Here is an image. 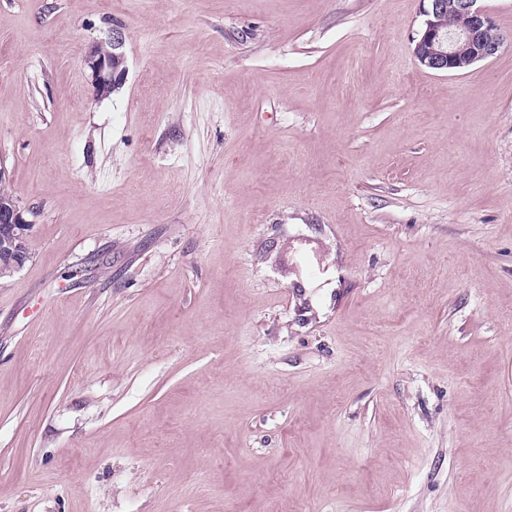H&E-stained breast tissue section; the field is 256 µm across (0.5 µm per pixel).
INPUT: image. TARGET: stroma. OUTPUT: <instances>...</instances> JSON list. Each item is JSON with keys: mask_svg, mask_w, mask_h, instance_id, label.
<instances>
[{"mask_svg": "<svg viewBox=\"0 0 512 512\" xmlns=\"http://www.w3.org/2000/svg\"><path fill=\"white\" fill-rule=\"evenodd\" d=\"M423 20L0 0V512H512V43ZM426 17L413 55L419 64L440 72H464L477 62L495 56L503 38L481 0H422ZM454 15L458 18L448 16ZM448 23L451 28H448ZM112 35L99 41L80 58L88 72L93 95L102 98L121 85L126 73L125 41L120 28L113 26ZM31 228L17 199L0 193V278L13 275L28 260L26 241Z\"/></svg>", "mask_w": 512, "mask_h": 512, "instance_id": "obj_1", "label": "stroma"}]
</instances>
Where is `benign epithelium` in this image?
<instances>
[{"instance_id": "obj_1", "label": "benign epithelium", "mask_w": 512, "mask_h": 512, "mask_svg": "<svg viewBox=\"0 0 512 512\" xmlns=\"http://www.w3.org/2000/svg\"><path fill=\"white\" fill-rule=\"evenodd\" d=\"M420 37L415 40L413 55L419 64L440 72H464L474 64L495 56L503 38L492 15L480 0H427ZM460 24L448 28V16ZM125 41L119 28L99 41L80 58L88 72L93 95L102 98L121 85L126 73ZM9 176L0 164V278L9 277L22 268L29 258L27 237L31 221L17 199L1 193Z\"/></svg>"}]
</instances>
